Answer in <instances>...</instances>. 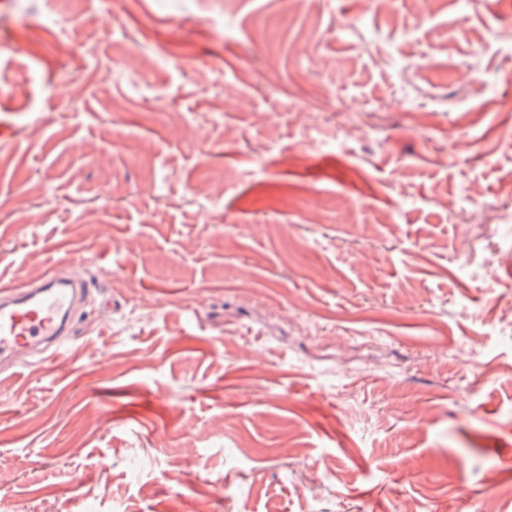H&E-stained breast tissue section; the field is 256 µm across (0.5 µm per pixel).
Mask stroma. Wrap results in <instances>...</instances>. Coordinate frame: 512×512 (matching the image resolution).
<instances>
[{
	"label": "stroma",
	"mask_w": 512,
	"mask_h": 512,
	"mask_svg": "<svg viewBox=\"0 0 512 512\" xmlns=\"http://www.w3.org/2000/svg\"><path fill=\"white\" fill-rule=\"evenodd\" d=\"M499 252L512 0H0V512H512ZM88 288L86 283H66L54 269L37 282L0 284V361L46 344L42 358L60 355L67 336L64 321Z\"/></svg>",
	"instance_id": "stroma-1"
}]
</instances>
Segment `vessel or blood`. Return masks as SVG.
<instances>
[{
	"instance_id": "vessel-or-blood-1",
	"label": "vessel or blood",
	"mask_w": 512,
	"mask_h": 512,
	"mask_svg": "<svg viewBox=\"0 0 512 512\" xmlns=\"http://www.w3.org/2000/svg\"><path fill=\"white\" fill-rule=\"evenodd\" d=\"M87 289L50 272L36 282L0 284V361L46 344L62 349L64 322Z\"/></svg>"
}]
</instances>
